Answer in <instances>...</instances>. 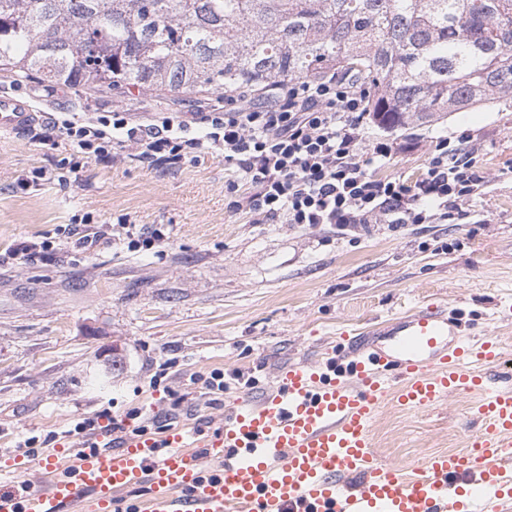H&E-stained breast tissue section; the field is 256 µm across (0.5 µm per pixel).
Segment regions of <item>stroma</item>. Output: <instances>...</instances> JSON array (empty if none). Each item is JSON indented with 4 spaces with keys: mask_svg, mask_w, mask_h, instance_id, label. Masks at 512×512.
Listing matches in <instances>:
<instances>
[{
    "mask_svg": "<svg viewBox=\"0 0 512 512\" xmlns=\"http://www.w3.org/2000/svg\"><path fill=\"white\" fill-rule=\"evenodd\" d=\"M4 91L24 96L38 120L23 137H0V458L13 462L0 482L24 479L16 456L26 438L56 446L104 411L130 428L157 412L189 414L210 434L225 401L260 392L291 362L346 365L342 330L425 301L448 302L468 334L497 337L512 369V325L493 319L512 303L511 106L394 131L407 148L377 171L417 178L437 137L470 135L485 185L463 203L464 223L341 227L250 223L230 210L224 156L213 150L150 167L128 145L58 182L72 148L49 132L57 113L191 117L223 105L222 93L61 88L0 71ZM86 216L163 225L168 244L134 252L105 238L85 254L67 244L44 262L10 259L19 241ZM215 368L227 388L213 405L198 376ZM173 390L187 394L186 409H172ZM468 404L453 395L415 413L387 400L372 426L378 453L405 465L468 448Z\"/></svg>",
    "mask_w": 512,
    "mask_h": 512,
    "instance_id": "obj_1",
    "label": "stroma"
}]
</instances>
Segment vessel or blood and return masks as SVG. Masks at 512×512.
Returning a JSON list of instances; mask_svg holds the SVG:
<instances>
[{"mask_svg": "<svg viewBox=\"0 0 512 512\" xmlns=\"http://www.w3.org/2000/svg\"><path fill=\"white\" fill-rule=\"evenodd\" d=\"M0 93V134L33 122ZM350 361L289 364L260 396L234 400L208 439L173 426L116 437L97 430L0 487V512H512V386L491 384L496 337L458 331L444 302L353 333ZM471 395L479 428L467 452L406 469L377 452L372 425L388 397L410 411Z\"/></svg>", "mask_w": 512, "mask_h": 512, "instance_id": "obj_1", "label": "vessel or blood"}]
</instances>
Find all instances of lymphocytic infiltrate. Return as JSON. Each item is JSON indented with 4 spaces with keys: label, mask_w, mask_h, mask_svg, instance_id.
Segmentation results:
<instances>
[{
    "label": "lymphocytic infiltrate",
    "mask_w": 512,
    "mask_h": 512,
    "mask_svg": "<svg viewBox=\"0 0 512 512\" xmlns=\"http://www.w3.org/2000/svg\"><path fill=\"white\" fill-rule=\"evenodd\" d=\"M261 105L239 103L205 113L204 133L179 115L154 113L134 123L130 113L103 112L83 119L64 113L51 128L83 158L107 159L121 141L133 142L147 163L223 152L233 166L225 190L233 210L255 224H441L460 213L484 182L462 144L438 137L425 174L417 180L381 178L398 151L396 140L368 139L374 121L369 92L353 75H327L267 87ZM246 195H239L240 186ZM122 230L129 248L164 247L161 229L137 230L128 218L85 234L62 231L84 249Z\"/></svg>",
    "instance_id": "1"
}]
</instances>
